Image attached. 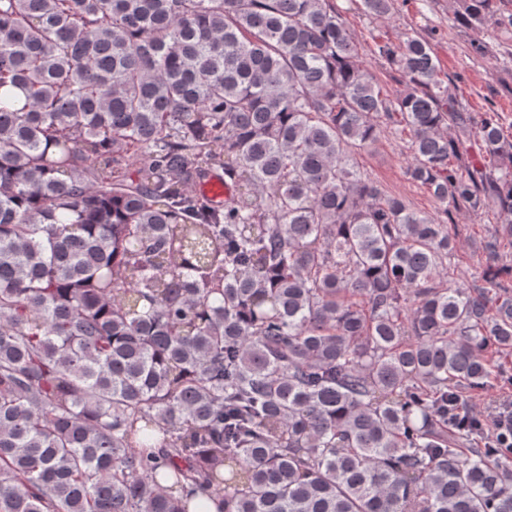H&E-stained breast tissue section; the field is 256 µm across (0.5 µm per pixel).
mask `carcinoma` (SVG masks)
Listing matches in <instances>:
<instances>
[{"label": "carcinoma", "mask_w": 512, "mask_h": 512, "mask_svg": "<svg viewBox=\"0 0 512 512\" xmlns=\"http://www.w3.org/2000/svg\"><path fill=\"white\" fill-rule=\"evenodd\" d=\"M371 40L402 90L334 0H0V512H512V447L448 422L512 351V132ZM385 129L434 214L355 161ZM461 218V224H468L469 230L457 245L460 256L459 264L449 277L452 283L469 288L474 284L480 271L479 267L485 260V253H483L481 245L491 232L494 224H487L486 218L483 217L467 216Z\"/></svg>", "instance_id": "cac0c4a2"}]
</instances>
